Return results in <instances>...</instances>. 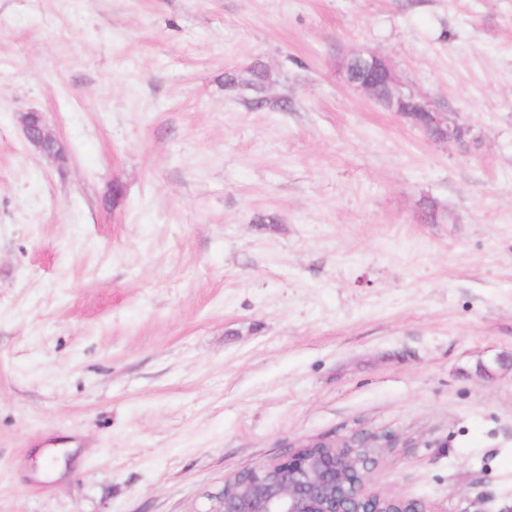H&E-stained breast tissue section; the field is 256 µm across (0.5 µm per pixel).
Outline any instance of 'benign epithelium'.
Listing matches in <instances>:
<instances>
[{"mask_svg": "<svg viewBox=\"0 0 512 512\" xmlns=\"http://www.w3.org/2000/svg\"><path fill=\"white\" fill-rule=\"evenodd\" d=\"M340 73L390 112H403L412 105L417 112L430 113V122L422 126L429 138L442 142L458 138L459 127L407 89L386 58L373 53L346 57ZM20 124L30 146L46 157L63 158L62 145L40 113H24ZM397 447L395 437L363 431L300 442L282 460L241 471L225 482L218 496L220 506L211 512H386L385 502L402 506L400 512H435L424 500L370 490L383 449Z\"/></svg>", "mask_w": 512, "mask_h": 512, "instance_id": "7a95c632", "label": "benign epithelium"}]
</instances>
